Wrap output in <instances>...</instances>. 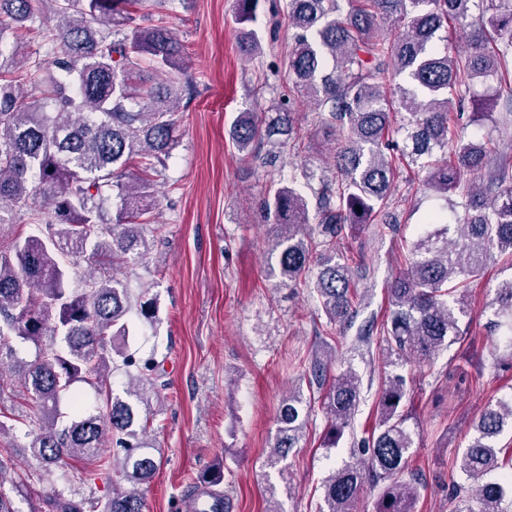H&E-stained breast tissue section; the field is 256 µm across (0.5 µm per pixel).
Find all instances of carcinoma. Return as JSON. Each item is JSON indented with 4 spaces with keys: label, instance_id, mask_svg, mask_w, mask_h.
<instances>
[{
    "label": "carcinoma",
    "instance_id": "cac0c4a2",
    "mask_svg": "<svg viewBox=\"0 0 512 512\" xmlns=\"http://www.w3.org/2000/svg\"><path fill=\"white\" fill-rule=\"evenodd\" d=\"M34 0H0V227L28 215L36 231L0 246V391L13 362L20 393L32 403L35 429L27 448L45 474L70 460L97 459L107 438L123 456L112 457V493L97 501L52 486L31 500L30 512H144L142 486L154 476L159 457L147 432L153 416L151 392L162 376L154 357L138 358L107 337L129 335L126 284L114 269L136 265L150 244L149 199L157 167L174 147L175 123L193 82L185 73V50L164 25L143 26L147 0H52L56 44L46 62L28 51L34 32ZM254 0H236L235 21H257ZM276 14L294 30L288 63L279 80L288 84L258 124L251 112L237 115L231 138L240 152L265 164L262 153L283 139L298 141L302 114L315 112L335 146L330 174L311 186L314 173L288 174V184L268 196L274 234L268 253L277 258L283 283L306 281L310 262L320 267L313 281L325 326L350 323L357 315L354 270L337 251L346 230L387 224L391 186L399 165L425 172L424 184L443 204L423 217L404 267L388 286V313L369 322L359 342L380 336L389 362H428L463 335L469 288L493 254L512 267V159L494 157L465 137V105L476 106V77H495L512 101V0H284ZM399 29L392 37L380 21ZM467 31L464 53L449 51L448 23ZM240 52H263L258 32L245 29ZM169 74L164 84L143 76L144 64ZM402 76L398 98L384 80ZM27 79L39 92L24 91ZM403 114L393 127V112ZM315 198L317 238L306 233L309 199ZM120 204L109 212L112 198ZM50 219H42L43 211ZM89 266L80 287H68L79 260ZM485 328L497 337L496 365L512 368V276L493 289ZM157 305L143 298L138 318L154 322ZM34 347L18 356L15 341ZM119 372L122 391L109 379ZM309 385L322 395L326 419L323 445L336 447L354 434L361 400L359 377L347 369L331 374L328 362L311 359ZM106 393L105 407H88L74 384ZM410 391L402 375L390 376L376 405L371 433L352 441L351 460L323 481L320 512H354L365 490L378 491V512H414L420 483L409 469L414 448L406 427ZM302 398L282 400L279 426L267 466L290 486L287 459L300 447L308 414ZM69 409L63 415L61 405ZM512 428V399L487 405L475 420V436L458 469L469 485H454V512H512L505 486L512 483V448L497 451L496 439ZM0 460V486L19 493L27 485ZM224 463L217 461L201 483L221 493Z\"/></svg>",
    "mask_w": 512,
    "mask_h": 512
}]
</instances>
